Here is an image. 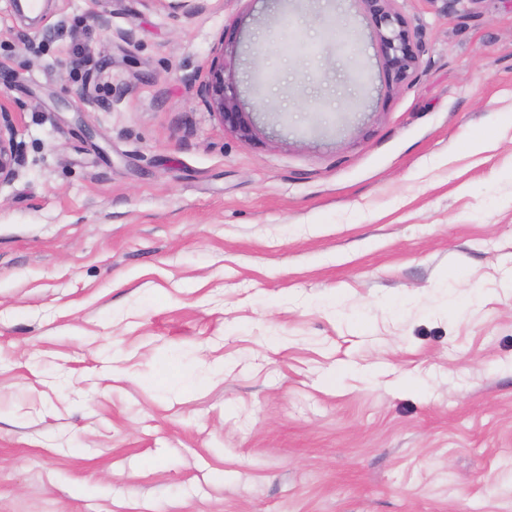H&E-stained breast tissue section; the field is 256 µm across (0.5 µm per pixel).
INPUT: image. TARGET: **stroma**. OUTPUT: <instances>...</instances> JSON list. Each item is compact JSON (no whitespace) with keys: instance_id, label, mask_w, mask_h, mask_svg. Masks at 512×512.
I'll return each instance as SVG.
<instances>
[{"instance_id":"1","label":"stroma","mask_w":512,"mask_h":512,"mask_svg":"<svg viewBox=\"0 0 512 512\" xmlns=\"http://www.w3.org/2000/svg\"><path fill=\"white\" fill-rule=\"evenodd\" d=\"M397 6L0 0V512H512V0ZM356 1L376 33L387 89L409 87L417 77L423 52L418 32L397 7L398 0ZM224 41V47L212 57L207 79L203 85V95L210 111L218 116L225 132L236 135L239 139L252 142L257 139L256 126L253 123L250 112H243L239 91L234 75L225 72L227 64L226 53L230 47V53H236L232 41ZM24 161L17 141L14 111L7 104L0 103V187L14 180Z\"/></svg>"}]
</instances>
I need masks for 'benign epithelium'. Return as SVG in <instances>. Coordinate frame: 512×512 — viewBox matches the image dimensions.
Wrapping results in <instances>:
<instances>
[{
    "label": "benign epithelium",
    "instance_id": "obj_1",
    "mask_svg": "<svg viewBox=\"0 0 512 512\" xmlns=\"http://www.w3.org/2000/svg\"><path fill=\"white\" fill-rule=\"evenodd\" d=\"M358 2L376 33L387 89L399 91L412 85L423 52L418 32L397 7V0ZM229 51L236 52L230 40L212 57L203 95L210 111L218 116L224 131L252 142L256 140V126L250 113L242 111L235 77L225 75V56ZM23 164L24 155L17 141L14 111L7 104L0 103V187L11 183Z\"/></svg>",
    "mask_w": 512,
    "mask_h": 512
}]
</instances>
